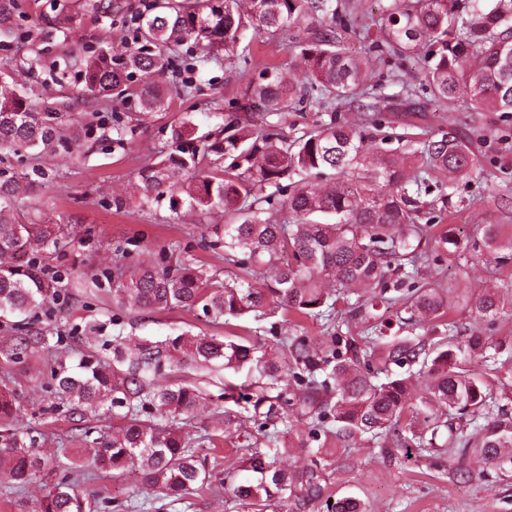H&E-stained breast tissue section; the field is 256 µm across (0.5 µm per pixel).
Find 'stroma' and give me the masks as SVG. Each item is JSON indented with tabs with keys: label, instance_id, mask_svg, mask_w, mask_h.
<instances>
[{
	"label": "stroma",
	"instance_id": "35a3bbf8",
	"mask_svg": "<svg viewBox=\"0 0 512 512\" xmlns=\"http://www.w3.org/2000/svg\"><path fill=\"white\" fill-rule=\"evenodd\" d=\"M84 0H24L18 19L25 41L12 44L10 50L0 49V70H11L26 92L33 98L51 100L61 94L73 97L67 121H79L89 129L88 139L94 145L89 154L66 153L45 158L43 168L51 180L40 184L24 205L44 224L63 228L61 251L48 253L46 265L64 277L62 292L51 301L48 309L38 315V327L48 338L49 347L60 354L67 367H75L86 354L111 358L110 344L115 339L156 342L175 336L183 329L215 336H249L263 348L274 346L283 335L303 337L310 347H321L327 336L322 321L293 313H275L258 320L253 315L228 318L220 326L208 323L203 315L173 309L135 316H116L109 285L84 290L80 280L110 270L115 252L124 249L132 260H152L161 247L175 241L193 243V256L215 270H223L224 262L210 250L200 247L201 236L210 235L213 225L223 223L221 213H208L189 206L170 211L167 201L140 206L131 200L126 211L101 205L104 197L126 194L144 160L154 158L159 148L170 139L173 125L182 120L197 124L200 132L223 125L224 116L235 105L243 103L248 81L262 69L289 73L301 79L300 71L290 66L291 46L295 28L270 36L246 33L240 41L251 58L252 69H243L236 57L220 56L218 62L195 70L187 61H179V76L165 75V85L181 78L193 82L196 91L187 101H174L168 111L155 113L136 126L129 137L133 144L124 149L118 146L114 127L122 108L108 106L99 111L86 110L77 100L74 82L59 86L48 72L33 73L16 70L15 59L28 47L55 49L61 43L78 47L84 44L112 45L116 50L133 46V19L141 9V0H121L120 13L98 19L84 15ZM71 17L66 28H58L60 11ZM375 82L384 86L383 93L389 110L383 124V134H429L438 138L453 133L471 139L479 168L471 178L455 187L452 197L453 213L442 212L440 194L432 192L428 209L434 212L435 230L455 225L462 238H480L485 224L512 226V116L499 112H476L466 100L431 102L420 92L423 80L418 59L375 61L371 64ZM248 120L260 128L273 122L287 139L329 123L330 113L310 110L290 111L268 116L261 108H252ZM426 282L452 285L460 293L512 280V263L501 266L476 251H468L455 259L431 258L421 271ZM46 354L35 350L25 355L22 363L14 364L0 355V375L11 372L18 389L35 412L26 414L25 422L33 430L48 434L45 452L54 459L70 450L75 424L65 412H43L47 398L43 392L42 373ZM187 377L197 379L210 394L213 415L192 421L185 430L196 436L205 432L233 433L230 441L217 446H204L198 454L207 463L217 464L225 484L243 479L239 469V446L263 445L264 433L277 435L291 452L284 464L291 469L307 465L310 455L296 447L298 436L307 435L308 424L294 430L285 429L279 420L258 427L249 420L246 402H237L224 395L225 382L236 384L247 380V372L231 370L210 371L190 367ZM337 464L326 471L327 490L333 496L354 495L365 501L371 512H512V480L487 477L488 470L479 458L470 456L449 461L447 455L420 456L415 450H399L392 456L380 453L374 441L362 438L351 450H337ZM89 489L114 499L112 512H128V505H144V512H249L231 494H200L192 496L190 505H182L157 496L143 488L135 468L122 472L98 473L89 482Z\"/></svg>",
	"mask_w": 512,
	"mask_h": 512
}]
</instances>
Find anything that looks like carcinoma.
Wrapping results in <instances>:
<instances>
[{"mask_svg":"<svg viewBox=\"0 0 512 512\" xmlns=\"http://www.w3.org/2000/svg\"><path fill=\"white\" fill-rule=\"evenodd\" d=\"M202 14L198 0H154L134 36L136 47L115 53L111 46L62 45L53 56L40 49L19 60L23 68L46 67L59 82L74 75L79 93L92 102H117L141 122L170 108L172 97H188L193 84L176 83L166 96L157 78L176 68L179 49L191 42L200 49L193 67L209 63L215 47L234 49L253 29L267 34L294 27L298 32L297 66L304 80L284 76L249 83L248 100L274 114L294 106L336 110L354 105L374 127L382 125L378 85L371 82L369 62L351 51L347 35L354 32L351 9L332 0H207ZM472 10L459 14L452 0H387L379 18L373 48L405 59L428 46L422 61L424 91L436 101L464 95L473 109L512 112V0L485 6L474 0ZM18 0H0V47L11 48L20 38L16 25ZM70 109L67 97L36 101L17 87L11 73H0V148L27 154L34 177L21 181L0 167V319L19 334L0 344L10 361L22 359L44 336L34 317L57 295L61 275L42 266V256L58 249L61 228L40 224L20 210L46 176L40 161L62 149L81 151L86 140L77 130L62 127L61 113ZM224 137L205 133L187 122L173 129L172 147L158 151L160 160L143 163L130 195L141 204L169 200L172 210L184 202L228 219L214 228L205 248L224 253L237 273L218 281L196 258L177 248L162 250L159 260L136 266L127 274L123 259L106 273L112 283V304L121 311L144 313L181 308L200 312L209 323L224 317L282 309L336 324V299L356 288H377L381 302L400 304V326H423L457 305L479 323H494L512 313V282L488 286L469 295L452 287L402 283L388 288L386 274L407 266L415 270L428 259V227L423 197L432 191L434 172L448 175V187L472 174L478 164L471 141L452 133L426 137L408 150L385 147L360 127L331 120L293 142L277 126L250 129L237 113L224 115ZM297 175L289 185L281 180ZM331 176L317 187L310 176ZM273 187L271 193L264 188ZM283 213V222L271 216ZM481 248L497 264L512 261V235L502 225L485 224L481 241L470 242L448 229L435 238V249L450 257L467 248ZM28 255L20 263L16 257ZM336 287L332 293L324 285ZM376 324L363 335H329L319 349L297 336H283L277 348L258 351L249 340L220 339L184 331L172 339L132 347L112 341V361L84 356L71 372L58 359H48L45 392L57 402L43 408L69 407L70 418L110 402L123 409L119 424L76 448L68 462L54 464L43 451L45 438L24 424L28 406L15 389L0 388V475L23 489L31 477L51 478L35 512H102L109 501L77 490V478L92 479L106 469L140 471L145 488L182 501L202 492L217 494L224 479L207 468L186 436L180 421L208 413L209 398L194 382L179 379L154 383L164 369L200 368L256 372L254 415L268 421L291 414L311 424L308 437L318 440L319 426L329 422L325 438L311 451L310 464L296 472L282 465L288 447L250 450L244 470L252 476L234 485L232 494L253 512L293 498L295 512H305L324 494V472L336 454V444L365 435L381 440V452L413 443L429 455L471 453L492 466L497 477H512V413L501 405L493 373L468 362H496L502 343L473 332L458 340L453 325L447 335L425 345L404 337L384 347V360L419 365L416 375L425 388L412 394L413 375L376 382L365 357L378 345ZM327 372L324 379L318 374ZM481 418V433L471 438L453 427V416ZM443 443H437L441 435ZM327 512H367L361 500L346 496L326 505Z\"/></svg>","mask_w":512,"mask_h":512,"instance_id":"cac0c4a2","label":"carcinoma"}]
</instances>
